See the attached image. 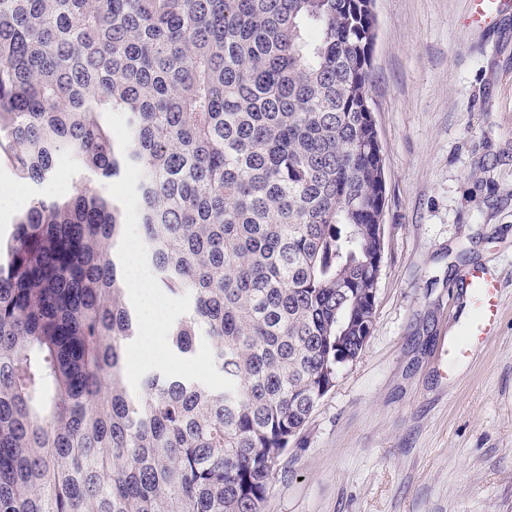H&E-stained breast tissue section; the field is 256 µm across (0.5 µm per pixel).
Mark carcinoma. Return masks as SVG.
Segmentation results:
<instances>
[{"mask_svg": "<svg viewBox=\"0 0 512 512\" xmlns=\"http://www.w3.org/2000/svg\"><path fill=\"white\" fill-rule=\"evenodd\" d=\"M371 0H0V160L135 176L142 252L224 389L127 385L123 212L86 185L0 235V512H261L366 344L386 201Z\"/></svg>", "mask_w": 512, "mask_h": 512, "instance_id": "1", "label": "carcinoma"}]
</instances>
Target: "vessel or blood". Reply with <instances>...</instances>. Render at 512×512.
I'll return each instance as SVG.
<instances>
[{
    "instance_id": "obj_1",
    "label": "vessel or blood",
    "mask_w": 512,
    "mask_h": 512,
    "mask_svg": "<svg viewBox=\"0 0 512 512\" xmlns=\"http://www.w3.org/2000/svg\"><path fill=\"white\" fill-rule=\"evenodd\" d=\"M512 0H470L475 22L491 24L496 22L508 2ZM466 288L475 314L465 324L463 339L450 340L445 353L449 365L467 359L473 349L486 344L493 336L500 312V292L494 276L486 270L476 268L466 277Z\"/></svg>"
}]
</instances>
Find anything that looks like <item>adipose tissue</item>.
<instances>
[{
  "label": "adipose tissue",
  "mask_w": 512,
  "mask_h": 512,
  "mask_svg": "<svg viewBox=\"0 0 512 512\" xmlns=\"http://www.w3.org/2000/svg\"><path fill=\"white\" fill-rule=\"evenodd\" d=\"M124 286L139 301L141 319L145 326V336L137 349V365H147L158 361L164 349L165 304L152 289L135 247H128L125 260Z\"/></svg>",
  "instance_id": "1"
}]
</instances>
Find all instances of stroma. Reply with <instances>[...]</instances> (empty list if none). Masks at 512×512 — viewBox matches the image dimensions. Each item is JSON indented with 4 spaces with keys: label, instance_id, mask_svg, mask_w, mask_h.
Wrapping results in <instances>:
<instances>
[{
    "label": "stroma",
    "instance_id": "1",
    "mask_svg": "<svg viewBox=\"0 0 512 512\" xmlns=\"http://www.w3.org/2000/svg\"><path fill=\"white\" fill-rule=\"evenodd\" d=\"M369 82L386 157L374 330L292 443L262 512H512V8L376 0ZM502 282L497 332L446 377L460 277ZM160 371L223 388L210 351ZM473 21L479 24H493L504 11L509 0H470Z\"/></svg>",
    "mask_w": 512,
    "mask_h": 512
}]
</instances>
